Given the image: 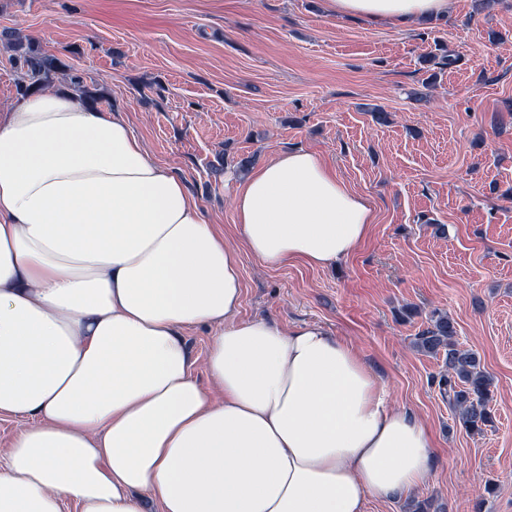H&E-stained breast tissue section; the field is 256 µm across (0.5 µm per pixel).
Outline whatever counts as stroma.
<instances>
[{
    "mask_svg": "<svg viewBox=\"0 0 512 512\" xmlns=\"http://www.w3.org/2000/svg\"><path fill=\"white\" fill-rule=\"evenodd\" d=\"M3 28L101 89L230 241L238 158L302 147L333 167L373 208L368 237L330 269L238 251L241 317L328 328L430 430L429 481L368 512L423 499L472 512L480 496L484 512H512V0L488 14L451 0L407 30L322 0H0ZM446 53L453 65L423 62ZM436 308L494 379L484 433L455 423L443 357L411 346Z\"/></svg>",
    "mask_w": 512,
    "mask_h": 512,
    "instance_id": "stroma-1",
    "label": "stroma"
}]
</instances>
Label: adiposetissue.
<instances>
[{
	"instance_id": "obj_1",
	"label": "adipose tissue",
	"mask_w": 512,
	"mask_h": 512,
	"mask_svg": "<svg viewBox=\"0 0 512 512\" xmlns=\"http://www.w3.org/2000/svg\"><path fill=\"white\" fill-rule=\"evenodd\" d=\"M403 28L450 0H324ZM244 247L328 269L374 222L314 153L236 176ZM238 261L117 110L71 89L0 109V512H366L430 476L431 433L353 345L240 316ZM211 331L208 385L187 329Z\"/></svg>"
}]
</instances>
